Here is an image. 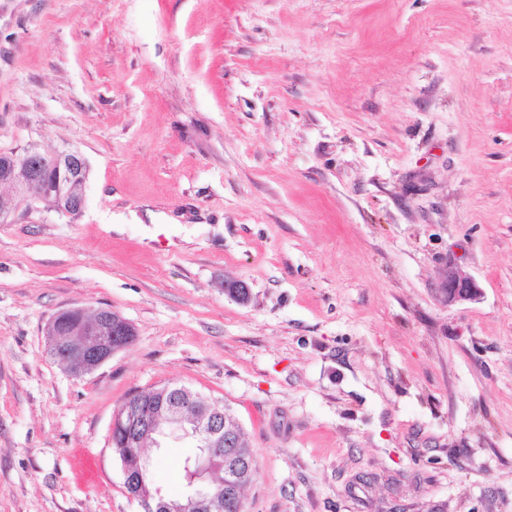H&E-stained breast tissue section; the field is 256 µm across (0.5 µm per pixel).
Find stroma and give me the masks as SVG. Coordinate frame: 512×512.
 Wrapping results in <instances>:
<instances>
[{
    "label": "stroma",
    "instance_id": "1",
    "mask_svg": "<svg viewBox=\"0 0 512 512\" xmlns=\"http://www.w3.org/2000/svg\"><path fill=\"white\" fill-rule=\"evenodd\" d=\"M32 147L87 201L0 223V512H141L112 422L168 382L241 424L245 512H512V0H0ZM76 307L134 330L81 377ZM448 303H468L480 299L482 290L474 279L449 274L446 283ZM63 318H70L62 325ZM50 354L76 377L91 373L114 353L132 342V326L110 309L88 313L73 308L55 316L47 325Z\"/></svg>",
    "mask_w": 512,
    "mask_h": 512
}]
</instances>
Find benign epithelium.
<instances>
[{
    "label": "benign epithelium",
    "mask_w": 512,
    "mask_h": 512,
    "mask_svg": "<svg viewBox=\"0 0 512 512\" xmlns=\"http://www.w3.org/2000/svg\"><path fill=\"white\" fill-rule=\"evenodd\" d=\"M37 150L13 155L0 164V222L6 223L21 209L31 210L37 204L52 205L73 217L83 213L86 204V159L75 151L53 154L45 164L64 176L57 181L55 194H38L34 189L42 181L37 176L33 159ZM448 303H468L480 299L477 282L455 274L446 283ZM132 326L110 309L99 308L91 313L73 308L55 316L47 325L46 336L50 354L76 377L88 374L128 347L132 342ZM164 415L160 421L141 414L143 400L135 393L128 398L125 414L113 420L111 433L130 448H159L169 439L198 442L205 448H229L224 463V488L237 493L247 476L244 457L236 448L239 438L224 427V410L212 406L192 389L179 384H166L154 392L149 401ZM125 489L137 500L142 512H224V500H216L200 490L190 498V505L166 498L161 489L145 485L139 463H121Z\"/></svg>",
    "instance_id": "1"
}]
</instances>
